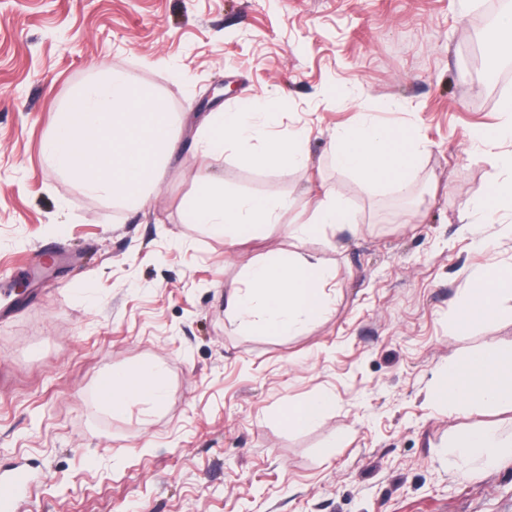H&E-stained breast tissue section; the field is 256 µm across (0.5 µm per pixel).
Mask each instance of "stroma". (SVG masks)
<instances>
[{
    "label": "stroma",
    "mask_w": 512,
    "mask_h": 512,
    "mask_svg": "<svg viewBox=\"0 0 512 512\" xmlns=\"http://www.w3.org/2000/svg\"><path fill=\"white\" fill-rule=\"evenodd\" d=\"M486 2L0 0V266L18 283L31 259L72 256L0 317V472L31 476L18 512H512L511 456H448L476 426L512 435V409L452 415L432 397L449 362L512 343L510 296L451 330L475 276L512 266L511 209L488 211L480 238L461 230L503 177L466 132L512 122V86H487L465 56ZM115 72L174 113L181 139L140 212L42 153L55 112ZM248 99L280 102L265 123L302 134L305 167L204 156L201 117ZM365 112L430 146L402 191L336 168L333 129ZM205 173L292 206L227 249L185 220ZM327 193L358 218L304 243L336 274L328 313L293 337L242 329L225 290L292 249ZM145 361L166 371L164 404L112 416L100 376ZM319 393L335 404L288 430L286 405Z\"/></svg>",
    "instance_id": "1"
}]
</instances>
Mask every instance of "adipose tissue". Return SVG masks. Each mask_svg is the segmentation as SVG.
Returning a JSON list of instances; mask_svg holds the SVG:
<instances>
[{
  "instance_id": "obj_1",
  "label": "adipose tissue",
  "mask_w": 512,
  "mask_h": 512,
  "mask_svg": "<svg viewBox=\"0 0 512 512\" xmlns=\"http://www.w3.org/2000/svg\"><path fill=\"white\" fill-rule=\"evenodd\" d=\"M274 100L255 101L249 108L234 112H212L206 115L195 137L213 158H221L232 145L260 141L259 152L250 154V163L269 170H288L302 166L306 156L300 134L281 135L261 128V112L277 108ZM337 169L355 174L363 182L399 191L427 146L414 131H395L369 117L357 124L337 128L332 137ZM492 164L507 169V178L499 181L486 197L469 203L470 221L467 232H477L484 213L498 206L512 207V150L490 155ZM291 206L284 197L244 196L229 191L223 179L214 174L203 175L199 188L185 205L189 223L206 226L223 238L225 245L236 246L252 237L266 225L279 223ZM355 214L339 198L328 195L315 202L309 216L296 223L298 241L320 234L325 227H352ZM335 274L322 261L309 253L285 251L249 266L236 286L226 295L227 311L241 326L262 335L296 336L329 311L327 289ZM512 294V268H492L475 281L466 298L458 305V322L477 324L497 312L498 297ZM107 391L106 409L114 416L128 413L131 399L160 406L168 393L164 369L145 362L136 369L115 368L99 380ZM436 396L449 412H457L466 404L480 401L488 405L512 407V344H491L467 357L449 363L440 379ZM458 452L475 458L484 466H496L502 454L512 445L502 440L490 427L468 430L457 441Z\"/></svg>"
}]
</instances>
